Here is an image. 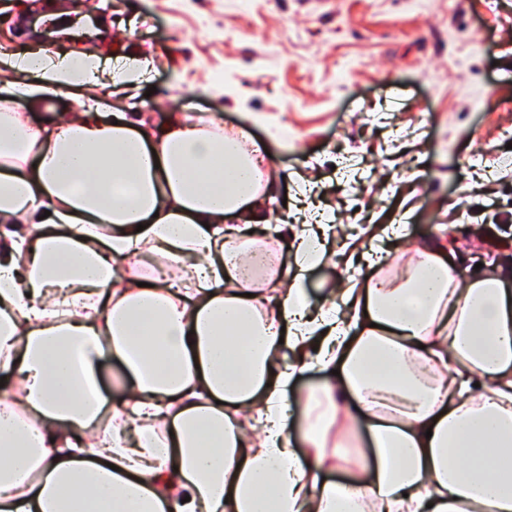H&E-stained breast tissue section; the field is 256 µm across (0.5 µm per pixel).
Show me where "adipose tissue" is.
Returning a JSON list of instances; mask_svg holds the SVG:
<instances>
[{"label":"adipose tissue","instance_id":"ef3b65f1","mask_svg":"<svg viewBox=\"0 0 512 512\" xmlns=\"http://www.w3.org/2000/svg\"><path fill=\"white\" fill-rule=\"evenodd\" d=\"M148 65L38 50L0 83V512H512V271L405 243L311 300L336 227L253 236L246 131L89 96ZM41 92L72 111L16 110Z\"/></svg>","mask_w":512,"mask_h":512}]
</instances>
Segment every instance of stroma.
<instances>
[{
    "mask_svg": "<svg viewBox=\"0 0 512 512\" xmlns=\"http://www.w3.org/2000/svg\"><path fill=\"white\" fill-rule=\"evenodd\" d=\"M89 2L84 14L69 0H7L0 53L51 46L90 19L97 36L68 51L152 56L138 111L218 112L225 128H249L288 171L273 218L342 226L305 274L312 300L339 288L352 252L381 246L398 273L392 224L413 245L453 247L460 277L487 255L512 268V0H431L424 13L409 0Z\"/></svg>",
    "mask_w": 512,
    "mask_h": 512,
    "instance_id": "35a3bbf8",
    "label": "stroma"
}]
</instances>
